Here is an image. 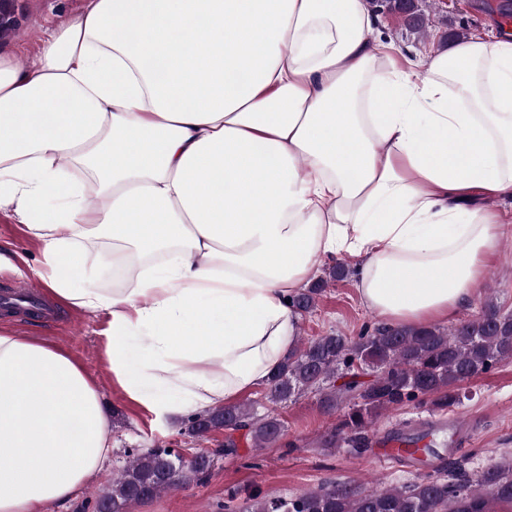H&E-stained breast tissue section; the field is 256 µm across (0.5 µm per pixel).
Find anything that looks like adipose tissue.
<instances>
[{"label":"adipose tissue","instance_id":"adipose-tissue-1","mask_svg":"<svg viewBox=\"0 0 512 512\" xmlns=\"http://www.w3.org/2000/svg\"><path fill=\"white\" fill-rule=\"evenodd\" d=\"M368 0H88L36 67L0 56V210L34 274L109 315L107 366L165 416L266 381L292 298L357 258L386 327L445 321L486 285L512 222V38L413 60ZM124 288L77 287L88 240ZM82 364L0 330V512H48L110 466Z\"/></svg>","mask_w":512,"mask_h":512}]
</instances>
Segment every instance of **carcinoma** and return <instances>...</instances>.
I'll return each mask as SVG.
<instances>
[{
    "label": "carcinoma",
    "instance_id": "obj_1",
    "mask_svg": "<svg viewBox=\"0 0 512 512\" xmlns=\"http://www.w3.org/2000/svg\"><path fill=\"white\" fill-rule=\"evenodd\" d=\"M388 8L403 20L407 32L422 38L428 14L421 0L405 12L399 0ZM336 265L328 278L313 282L293 297L305 314L329 282L345 277ZM512 360V313L502 312L491 297L481 304L477 317L448 328L425 326L398 329L366 328L351 337L328 333L300 343L266 382V403L276 407L308 393L319 395L320 407L339 414V422L323 440L325 448L362 449L368 444L366 429L383 412L431 398L437 408L461 402L459 385ZM373 375L368 380L366 376ZM189 431L198 438L224 431V447L208 453V461H185L173 448H150L136 456L115 477L111 488L96 504L104 512H127L136 502L183 487L202 478L218 454L234 455L240 438L251 447L278 442L284 423L268 410L253 405L228 404L188 419ZM435 459L433 472L402 487L362 488L350 482H331L291 497L251 499L245 512H492L495 504H512V457L476 472L448 468L443 451L427 448Z\"/></svg>",
    "mask_w": 512,
    "mask_h": 512
}]
</instances>
